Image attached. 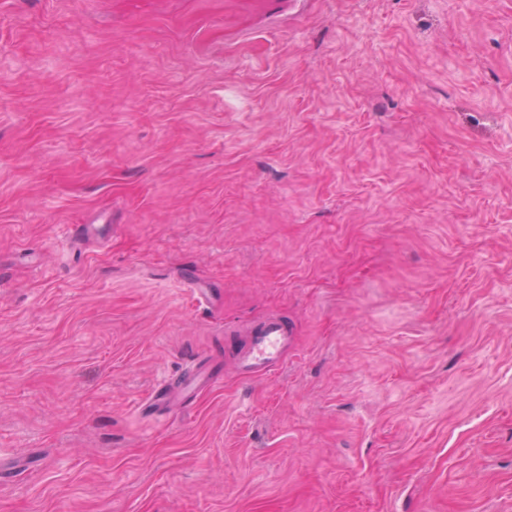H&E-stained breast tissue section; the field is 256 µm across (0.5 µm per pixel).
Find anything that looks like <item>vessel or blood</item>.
I'll list each match as a JSON object with an SVG mask.
<instances>
[{
  "instance_id": "vessel-or-blood-1",
  "label": "vessel or blood",
  "mask_w": 512,
  "mask_h": 512,
  "mask_svg": "<svg viewBox=\"0 0 512 512\" xmlns=\"http://www.w3.org/2000/svg\"><path fill=\"white\" fill-rule=\"evenodd\" d=\"M292 344L293 332L287 320L270 317L251 327L245 343H231L229 350L240 375L264 378L281 365ZM214 379L215 374L209 368L173 376L141 403L139 411L147 417L170 413L178 404L194 398Z\"/></svg>"
}]
</instances>
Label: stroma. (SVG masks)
<instances>
[{
	"instance_id": "35a3bbf8",
	"label": "stroma",
	"mask_w": 512,
	"mask_h": 512,
	"mask_svg": "<svg viewBox=\"0 0 512 512\" xmlns=\"http://www.w3.org/2000/svg\"><path fill=\"white\" fill-rule=\"evenodd\" d=\"M0 466V512H512V0H0ZM229 350L238 373L249 378L271 375L283 362L293 344V332L288 321L270 317L254 324L243 345L230 339ZM216 377L210 366L203 370H193L173 376L160 384L152 395L141 403L139 411L146 417H154L160 413L168 414L178 404L194 398Z\"/></svg>"
}]
</instances>
